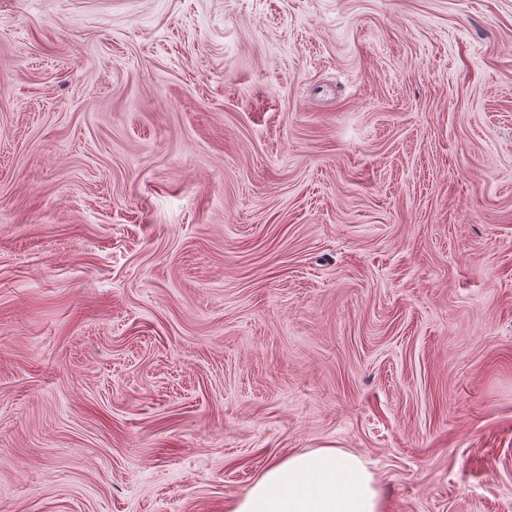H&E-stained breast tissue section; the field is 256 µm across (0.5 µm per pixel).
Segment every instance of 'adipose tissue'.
I'll list each match as a JSON object with an SVG mask.
<instances>
[{
    "instance_id": "adipose-tissue-1",
    "label": "adipose tissue",
    "mask_w": 512,
    "mask_h": 512,
    "mask_svg": "<svg viewBox=\"0 0 512 512\" xmlns=\"http://www.w3.org/2000/svg\"><path fill=\"white\" fill-rule=\"evenodd\" d=\"M231 512H385V502L357 454L321 448L274 460Z\"/></svg>"
}]
</instances>
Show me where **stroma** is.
<instances>
[{
  "instance_id": "1",
  "label": "stroma",
  "mask_w": 512,
  "mask_h": 512,
  "mask_svg": "<svg viewBox=\"0 0 512 512\" xmlns=\"http://www.w3.org/2000/svg\"><path fill=\"white\" fill-rule=\"evenodd\" d=\"M320 448L512 512V0H0V512Z\"/></svg>"
}]
</instances>
